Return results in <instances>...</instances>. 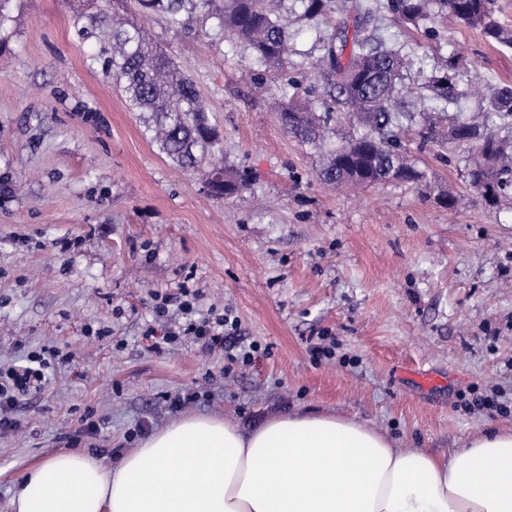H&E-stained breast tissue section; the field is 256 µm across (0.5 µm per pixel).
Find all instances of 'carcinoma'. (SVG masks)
Returning <instances> with one entry per match:
<instances>
[{
    "instance_id": "1",
    "label": "carcinoma",
    "mask_w": 512,
    "mask_h": 512,
    "mask_svg": "<svg viewBox=\"0 0 512 512\" xmlns=\"http://www.w3.org/2000/svg\"><path fill=\"white\" fill-rule=\"evenodd\" d=\"M286 0H139L149 14H164L172 24L183 17L212 21L220 35H228L249 49L255 63L271 68L288 64L290 34L283 22ZM300 17L313 22L336 19L335 32L322 37L323 55L317 59L327 77L328 96L356 119L358 130L333 141V113L317 111L316 101L298 100L301 85L287 83L283 99L274 102L282 128L297 141L317 149L323 162L316 172L320 184L332 187L367 186L386 181L419 185L425 174L398 151L401 103L398 81L405 55L370 36H358L359 26L370 20L373 7L355 0H293ZM380 7L415 28L432 15H450L461 25L480 31L488 41L512 48V30L496 16V0H383ZM94 24L111 29L112 57L106 74L112 75L128 95L131 108L149 114L147 131L159 150L178 167L199 170L219 140L208 109L195 82L157 49L143 26L128 24L117 15L101 12ZM354 34H349V31ZM458 56L451 54L445 67L426 83L435 103H456L480 95L488 106L486 121L477 124L459 115L448 116L441 131L436 112L409 113L421 126L424 140H447L471 149L469 186L487 207H495L512 191V85L480 87L475 79L465 86L454 80ZM252 174L227 166L204 174V186L215 198L250 188Z\"/></svg>"
}]
</instances>
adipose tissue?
Here are the masks:
<instances>
[{"instance_id":"1","label":"adipose tissue","mask_w":512,"mask_h":512,"mask_svg":"<svg viewBox=\"0 0 512 512\" xmlns=\"http://www.w3.org/2000/svg\"><path fill=\"white\" fill-rule=\"evenodd\" d=\"M14 512H512V430L436 456L350 417L288 413L249 429L185 415L117 465L82 451L30 469Z\"/></svg>"}]
</instances>
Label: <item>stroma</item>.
<instances>
[{"mask_svg":"<svg viewBox=\"0 0 512 512\" xmlns=\"http://www.w3.org/2000/svg\"><path fill=\"white\" fill-rule=\"evenodd\" d=\"M104 0H12L0 35V365L43 352V392L19 400L0 431V512L38 462L84 450L104 463L188 414L247 428L296 410L349 416L399 447L443 455L490 429H512V198L473 194L466 150L404 125L399 143L422 185L355 191L316 180L320 154L284 132L268 106L287 79L326 100L319 32L286 12L287 68L262 69L228 37L190 33L162 15L155 42L192 76L220 132L215 165L253 185L210 196L145 133L105 76ZM365 34L403 49L402 87H421L449 54L466 82L512 84V49L452 18L421 30L378 11ZM263 75L264 93L254 90ZM457 199L454 210L439 202ZM187 288L203 313L231 312L248 365L191 337L152 349L155 295ZM332 359L315 358L320 337ZM506 412L472 408L473 396ZM95 434L84 433L85 420Z\"/></svg>","mask_w":512,"mask_h":512,"instance_id":"1","label":"stroma"}]
</instances>
